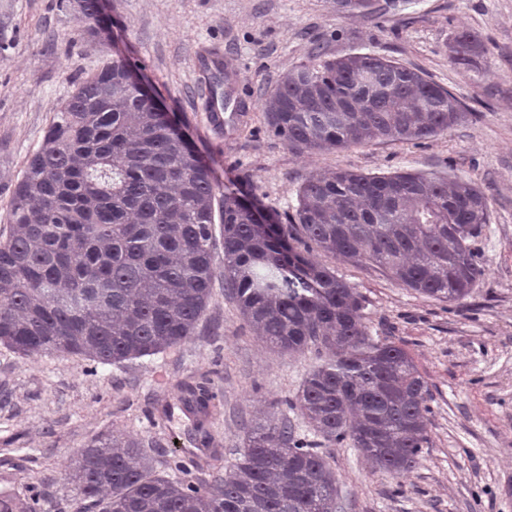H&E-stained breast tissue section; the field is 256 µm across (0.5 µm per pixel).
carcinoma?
I'll return each instance as SVG.
<instances>
[{"label":"carcinoma","mask_w":512,"mask_h":512,"mask_svg":"<svg viewBox=\"0 0 512 512\" xmlns=\"http://www.w3.org/2000/svg\"><path fill=\"white\" fill-rule=\"evenodd\" d=\"M98 13L99 0H83L91 35ZM482 53L468 31L448 43L463 70ZM131 75L117 53L81 81L26 161L0 230V345L97 364L165 353L195 336L220 277L273 351L325 356L285 400L306 433L285 413L259 416L245 425L239 456L219 467L224 400L208 373L195 374L176 400L195 417V444L214 454L175 453L163 475L143 441L114 431L75 461L71 512H343L326 449L350 445L399 479L429 445L431 393L403 347L368 334L355 288L301 245L452 304L485 279L475 243L490 223L489 198L462 178L339 170L309 177L283 222L234 192L217 194L210 168L142 101ZM263 112L297 153L425 139L468 117L447 88L375 54L289 70L264 94ZM47 505L41 485L0 493V512Z\"/></svg>","instance_id":"1"}]
</instances>
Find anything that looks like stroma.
<instances>
[{
	"instance_id": "35a3bbf8",
	"label": "stroma",
	"mask_w": 512,
	"mask_h": 512,
	"mask_svg": "<svg viewBox=\"0 0 512 512\" xmlns=\"http://www.w3.org/2000/svg\"><path fill=\"white\" fill-rule=\"evenodd\" d=\"M99 35L82 30L72 0H0V222L27 158L76 84L121 53L176 121L220 188L282 214L311 175L352 169L460 177L490 200L476 247L484 282L455 304L419 296L374 266L320 251L313 261L356 288L371 336L396 342L428 380L430 443L400 482L349 446L329 449L344 512H512V0H377L347 14L336 0H100ZM463 30L484 52L460 70L448 42ZM218 49L226 78L224 128H206L207 83L195 61ZM376 54L456 95L466 123L422 140L299 154L268 130L261 101L313 52ZM318 359L282 356L241 319L215 281L192 340L152 357L98 366L75 356L23 357L0 345V492L16 477L41 484L49 512L73 494L65 474L91 440L127 431L155 458L189 449L194 420L174 408L175 384L209 373L224 398V462L242 448V421L280 410ZM171 414L161 432L150 420Z\"/></svg>"
}]
</instances>
